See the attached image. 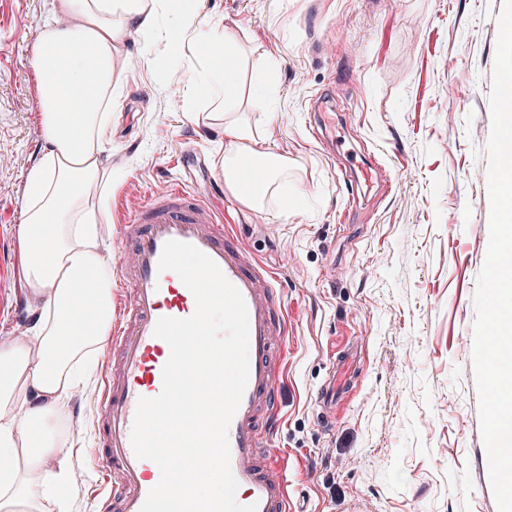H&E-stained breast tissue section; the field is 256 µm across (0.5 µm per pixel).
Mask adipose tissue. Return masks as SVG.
Returning <instances> with one entry per match:
<instances>
[{
	"label": "adipose tissue",
	"instance_id": "1",
	"mask_svg": "<svg viewBox=\"0 0 512 512\" xmlns=\"http://www.w3.org/2000/svg\"><path fill=\"white\" fill-rule=\"evenodd\" d=\"M79 28L59 24L40 31L34 57L39 108L49 150L26 177L27 204L20 233L29 296L41 316L29 340L0 345V512H39L33 485L53 494L71 473L66 449L50 438L52 423L66 416L71 389L83 378L86 355L100 346L112 323V279L102 261L103 242L88 194L105 178L99 145L109 129L112 60L130 22L150 28L155 0H59ZM82 110L64 121L72 98ZM227 149L216 166L242 204L262 207L287 157L265 150L246 125L224 119ZM256 157L267 164L266 182L242 193L232 161ZM92 305L95 326L73 320ZM39 439H32V432Z\"/></svg>",
	"mask_w": 512,
	"mask_h": 512
}]
</instances>
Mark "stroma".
<instances>
[{
    "label": "stroma",
    "mask_w": 512,
    "mask_h": 512,
    "mask_svg": "<svg viewBox=\"0 0 512 512\" xmlns=\"http://www.w3.org/2000/svg\"><path fill=\"white\" fill-rule=\"evenodd\" d=\"M53 0H0V343L37 318L26 291L19 227L25 176L48 150L34 71ZM200 25L158 10L128 27L112 62L120 92L94 198L113 264L123 220L165 186L210 196L225 151L222 123L185 116L196 44L216 31L241 65L230 111L288 176L262 208L216 199L242 246L283 285L288 334L279 389L282 457L292 512H498L480 430L472 364L473 294L489 242V93L502 0H193ZM330 94L347 134L385 168L388 193L346 209L345 157L316 136L311 107ZM361 373L337 402L325 396L337 345ZM111 350L94 351L54 438L74 470L46 512H99L91 461L92 398Z\"/></svg>",
    "instance_id": "obj_1"
}]
</instances>
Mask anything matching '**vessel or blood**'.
<instances>
[{
    "mask_svg": "<svg viewBox=\"0 0 512 512\" xmlns=\"http://www.w3.org/2000/svg\"><path fill=\"white\" fill-rule=\"evenodd\" d=\"M241 188L265 180L267 171L253 161L236 162ZM380 172L376 159L363 155L352 170L347 192L350 206L369 195ZM122 251L114 268L125 287L123 317L110 337L112 363L102 391L97 392L94 460L109 495L99 512H140L158 482V466L137 458L131 428L140 398L162 390L168 344L154 336L158 319H185L195 312V299L176 273L159 271L164 244L178 240L208 255L241 292L248 310L249 375L242 401L228 430L230 467L238 483L240 504H257L258 512H288V483L273 450L264 441L281 423L276 393V347L288 333L278 294L280 279L259 264L234 237L224 214L189 184L181 182L154 194L120 229ZM356 352L339 350L327 388L332 397L345 394L358 376Z\"/></svg>",
    "mask_w": 512,
    "mask_h": 512,
    "instance_id": "1",
    "label": "vessel or blood"
}]
</instances>
